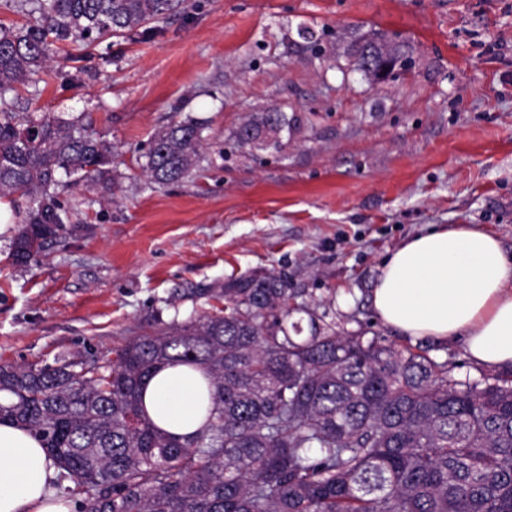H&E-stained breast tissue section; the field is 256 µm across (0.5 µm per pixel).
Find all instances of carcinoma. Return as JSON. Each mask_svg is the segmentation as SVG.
I'll list each match as a JSON object with an SVG mask.
<instances>
[{
  "label": "carcinoma",
  "instance_id": "cac0c4a2",
  "mask_svg": "<svg viewBox=\"0 0 512 512\" xmlns=\"http://www.w3.org/2000/svg\"><path fill=\"white\" fill-rule=\"evenodd\" d=\"M32 24L0 23V200L23 216L11 258L26 264L68 220L59 173L112 192V146L85 123L16 111L17 85L51 60L55 44L123 37L176 12L184 0H10ZM372 32L353 46L401 53ZM288 120L272 111L237 129L244 146ZM202 125L157 132L146 170L157 184L193 170ZM224 308L130 340L112 364H0V422L34 431L83 494L80 512H512V383L461 381L448 362L397 350L379 337L342 336L308 313L309 335L285 274L230 277L210 289ZM204 375L202 426L172 436L153 424L143 386L166 366Z\"/></svg>",
  "mask_w": 512,
  "mask_h": 512
}]
</instances>
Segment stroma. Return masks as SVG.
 Instances as JSON below:
<instances>
[{"mask_svg":"<svg viewBox=\"0 0 512 512\" xmlns=\"http://www.w3.org/2000/svg\"><path fill=\"white\" fill-rule=\"evenodd\" d=\"M375 30L408 47L382 81L350 51ZM19 102L89 115L114 194L64 189V230L24 265L0 223V364L107 365L223 307L206 288L274 271L340 334L427 347L462 381L486 373L463 338L402 335L370 296L387 253L437 225L512 254V0H187L148 31L60 43ZM272 109L288 119L282 148L240 145V124ZM188 117L204 124L192 175L151 182L152 137Z\"/></svg>","mask_w":512,"mask_h":512,"instance_id":"35a3bbf8","label":"stroma"}]
</instances>
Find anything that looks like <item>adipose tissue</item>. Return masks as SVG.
Returning a JSON list of instances; mask_svg holds the SVG:
<instances>
[{
  "instance_id": "ef3b65f1",
  "label": "adipose tissue",
  "mask_w": 512,
  "mask_h": 512,
  "mask_svg": "<svg viewBox=\"0 0 512 512\" xmlns=\"http://www.w3.org/2000/svg\"><path fill=\"white\" fill-rule=\"evenodd\" d=\"M382 322L413 338L464 337L476 363L512 366V257L491 233L458 225L407 238L382 264L371 290ZM149 419L172 435L198 430L207 390L182 365L155 373L144 390ZM58 470L29 428L0 423V512H71Z\"/></svg>"
}]
</instances>
